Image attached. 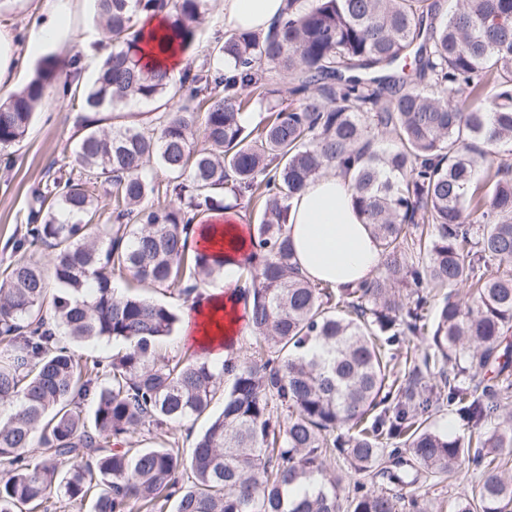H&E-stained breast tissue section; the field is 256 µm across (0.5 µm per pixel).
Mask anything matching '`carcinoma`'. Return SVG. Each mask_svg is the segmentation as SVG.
<instances>
[{"label":"carcinoma","mask_w":512,"mask_h":512,"mask_svg":"<svg viewBox=\"0 0 512 512\" xmlns=\"http://www.w3.org/2000/svg\"><path fill=\"white\" fill-rule=\"evenodd\" d=\"M206 2L97 0L112 50L72 92L94 113L77 174L37 188L41 223L0 273V512H52L57 494L96 497L92 512L173 495L175 512H428L415 485L464 469L480 479L452 512H512V0L449 15L441 0H308L266 31L215 37L194 69L137 67L143 40L195 45ZM159 12L162 35L138 28ZM264 69L291 76L288 104ZM54 73L44 57L0 102V150L25 137ZM159 98L172 110L150 128L99 127ZM254 101L269 108L252 124ZM330 169L353 181L383 257L346 288L302 278L284 232L293 196ZM98 183L110 224L94 223ZM227 195L258 206L247 244L228 242L250 354H162L179 315L113 278L184 299L224 279V258L189 244ZM27 244L51 249L52 276ZM61 329L112 354L82 359ZM443 405L466 437L431 428ZM141 431L166 444L116 447Z\"/></svg>","instance_id":"cac0c4a2"}]
</instances>
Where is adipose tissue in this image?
Instances as JSON below:
<instances>
[{
	"instance_id": "adipose-tissue-1",
	"label": "adipose tissue",
	"mask_w": 512,
	"mask_h": 512,
	"mask_svg": "<svg viewBox=\"0 0 512 512\" xmlns=\"http://www.w3.org/2000/svg\"><path fill=\"white\" fill-rule=\"evenodd\" d=\"M288 0H224V26L237 31L268 30L288 11ZM197 245L221 251L229 237L245 239L246 223L228 209L211 214ZM286 232L300 272L311 282L343 288L366 280L382 261L381 250L370 228L353 204L350 179L329 172L310 179L290 202ZM238 268L224 267L222 284L206 288L199 305L186 307L183 334L214 362L224 359V342L241 328L236 294Z\"/></svg>"
}]
</instances>
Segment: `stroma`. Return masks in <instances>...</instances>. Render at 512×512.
Returning <instances> with one entry per match:
<instances>
[{
  "instance_id": "obj_1",
  "label": "stroma",
  "mask_w": 512,
  "mask_h": 512,
  "mask_svg": "<svg viewBox=\"0 0 512 512\" xmlns=\"http://www.w3.org/2000/svg\"><path fill=\"white\" fill-rule=\"evenodd\" d=\"M94 5V0H69L63 18L69 42L61 47L44 46L24 59L19 85L34 77L42 57L51 56L58 63L57 90L36 106L26 137L0 151V269L14 258L13 245L25 230L33 190L73 166L72 149L82 134L81 110L72 106L59 88L69 80L70 62L82 58L104 34L102 25L93 20ZM43 19L37 0H0V29L7 31L19 48H26L31 29L39 27Z\"/></svg>"
}]
</instances>
